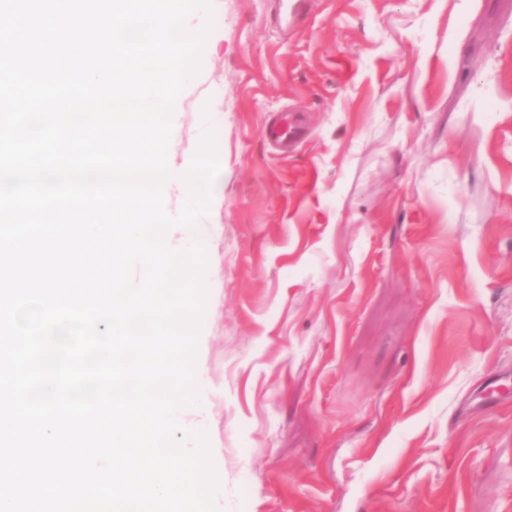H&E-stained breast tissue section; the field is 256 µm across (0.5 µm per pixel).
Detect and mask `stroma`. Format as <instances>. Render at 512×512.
Masks as SVG:
<instances>
[{"instance_id":"obj_1","label":"stroma","mask_w":512,"mask_h":512,"mask_svg":"<svg viewBox=\"0 0 512 512\" xmlns=\"http://www.w3.org/2000/svg\"><path fill=\"white\" fill-rule=\"evenodd\" d=\"M210 0L164 203L214 131L198 406L217 512H512V0ZM307 126L287 156L271 113ZM219 122H204L207 110ZM271 13L276 24L288 26V23L301 18L306 11L303 0H271Z\"/></svg>"}]
</instances>
